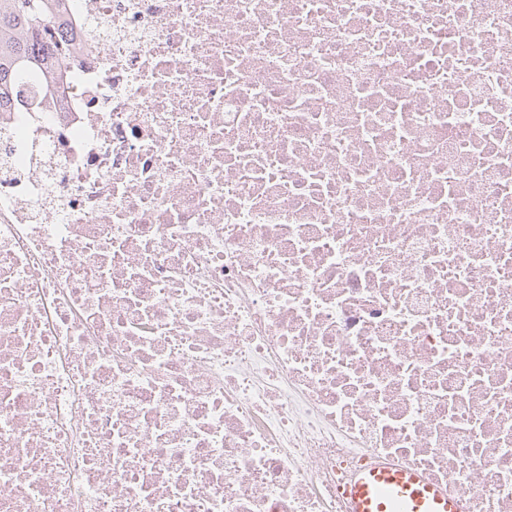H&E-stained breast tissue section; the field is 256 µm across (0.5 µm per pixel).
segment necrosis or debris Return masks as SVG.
<instances>
[{
  "instance_id": "obj_1",
  "label": "necrosis or debris",
  "mask_w": 512,
  "mask_h": 512,
  "mask_svg": "<svg viewBox=\"0 0 512 512\" xmlns=\"http://www.w3.org/2000/svg\"><path fill=\"white\" fill-rule=\"evenodd\" d=\"M0 113V512H512V0H67ZM343 494L350 512H467L464 497L449 498L417 472L389 465L360 471Z\"/></svg>"
}]
</instances>
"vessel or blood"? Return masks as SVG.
Listing matches in <instances>:
<instances>
[{
    "label": "vessel or blood",
    "instance_id": "vessel-or-blood-1",
    "mask_svg": "<svg viewBox=\"0 0 512 512\" xmlns=\"http://www.w3.org/2000/svg\"><path fill=\"white\" fill-rule=\"evenodd\" d=\"M343 494L350 512H467L464 497H448L417 472L389 465L360 471Z\"/></svg>",
    "mask_w": 512,
    "mask_h": 512
}]
</instances>
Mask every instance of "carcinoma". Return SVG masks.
I'll return each instance as SVG.
<instances>
[{
  "instance_id": "cac0c4a2",
  "label": "carcinoma",
  "mask_w": 512,
  "mask_h": 512,
  "mask_svg": "<svg viewBox=\"0 0 512 512\" xmlns=\"http://www.w3.org/2000/svg\"><path fill=\"white\" fill-rule=\"evenodd\" d=\"M65 8V0H0V113L11 110L17 76L30 68L64 88L70 49L47 32Z\"/></svg>"
}]
</instances>
